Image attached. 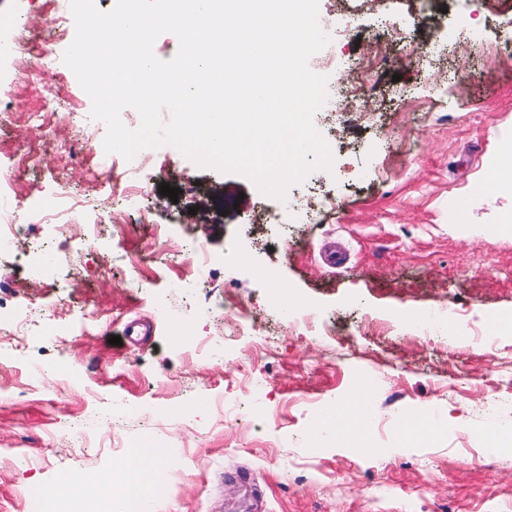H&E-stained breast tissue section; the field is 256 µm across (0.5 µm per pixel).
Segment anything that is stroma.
<instances>
[{"mask_svg": "<svg viewBox=\"0 0 512 512\" xmlns=\"http://www.w3.org/2000/svg\"><path fill=\"white\" fill-rule=\"evenodd\" d=\"M407 11L406 0L366 12L319 0L342 29L337 72L387 24L402 30L371 74L376 94L314 119L336 169L289 193L335 196L323 223H259L277 200L169 146L171 168L144 172L122 223L26 224L23 251L0 257V308L33 328L0 335V512H31L29 491L49 493L64 473L98 475L93 490L113 505L121 463L152 441L168 451L152 512H512V399L492 391L512 328L478 349L412 323L461 311L470 329L512 314V178L473 190L512 150V78L483 53L512 0H437L421 23ZM437 69L466 91L425 127ZM12 75L22 107L0 130V157L46 136L71 141L70 127L28 119L44 108L48 73L20 63ZM61 167L88 194L82 165L44 154L17 183L20 211ZM164 182L180 190L173 212L197 208L202 223H141ZM197 243L211 257L202 277ZM36 246L59 259L40 283L24 273ZM363 394L378 415L360 445H342L336 406ZM417 412L438 425L409 442ZM493 447L498 468L470 464Z\"/></svg>", "mask_w": 512, "mask_h": 512, "instance_id": "35a3bbf8", "label": "stroma"}]
</instances>
